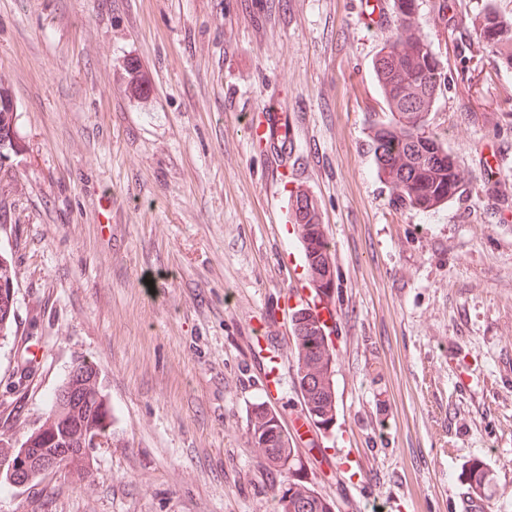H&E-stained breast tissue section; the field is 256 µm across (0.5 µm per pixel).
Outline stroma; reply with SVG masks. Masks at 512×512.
<instances>
[{
  "instance_id": "obj_1",
  "label": "stroma",
  "mask_w": 512,
  "mask_h": 512,
  "mask_svg": "<svg viewBox=\"0 0 512 512\" xmlns=\"http://www.w3.org/2000/svg\"><path fill=\"white\" fill-rule=\"evenodd\" d=\"M448 84L426 129L460 197L400 206L375 171L373 61L397 27L361 0H0V90L19 110L0 249L18 329L0 350V433L38 428L73 366L111 410L91 478L18 489L0 512H279L291 483L333 512H512V70L470 23L512 0H418ZM297 115L300 175L332 243L336 426L305 419L290 322L303 252L273 210L294 186L249 115ZM274 411L296 457L245 431ZM247 434L262 458L270 466L278 468L277 471L285 470L288 461L295 456L277 414L263 403L256 406Z\"/></svg>"
}]
</instances>
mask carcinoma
Here are the masks:
<instances>
[{
    "mask_svg": "<svg viewBox=\"0 0 512 512\" xmlns=\"http://www.w3.org/2000/svg\"><path fill=\"white\" fill-rule=\"evenodd\" d=\"M398 25L396 36L386 40L373 70L390 117L372 125V153L377 176L395 187H406L398 197L403 207L425 209L463 192L462 178L454 156L434 135L424 129L428 108L434 104L446 72L430 44L414 35L418 0H394ZM479 39L498 50L499 68L512 69V23L489 7L477 22ZM18 107L0 92V158L18 151L14 141ZM298 238L305 264L315 288L328 293L334 287L331 246L322 224L316 219L312 198L298 196L292 204ZM16 271L12 260L0 253V339L15 335ZM295 347V386L303 406L313 421L336 423V394L330 365L335 362L331 344L306 314L291 315ZM111 415L106 395L89 366L79 363L55 395L51 411L42 425L22 435L34 442L45 456H62L65 473L84 479L91 477L89 454L79 451L90 434L110 428ZM251 444L262 458L278 471L285 470L294 449L277 414L264 404L256 406L247 429ZM489 482L482 464L472 466L469 488L484 492ZM333 505L311 487L295 483L281 499L280 512H332Z\"/></svg>",
    "mask_w": 512,
    "mask_h": 512,
    "instance_id": "cac0c4a2",
    "label": "carcinoma"
}]
</instances>
